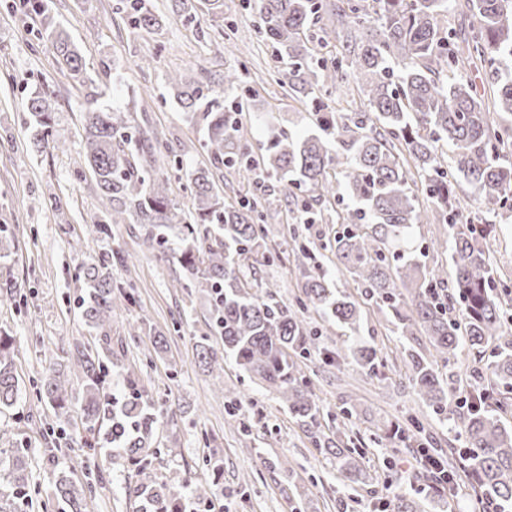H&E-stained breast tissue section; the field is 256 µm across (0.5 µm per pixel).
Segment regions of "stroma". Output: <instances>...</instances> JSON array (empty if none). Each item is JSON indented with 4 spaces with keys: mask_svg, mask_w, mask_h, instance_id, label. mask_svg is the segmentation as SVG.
<instances>
[{
    "mask_svg": "<svg viewBox=\"0 0 512 512\" xmlns=\"http://www.w3.org/2000/svg\"><path fill=\"white\" fill-rule=\"evenodd\" d=\"M150 2L163 16L162 27L151 32L128 26L120 0H49L48 16L68 30L88 73L109 72L105 105L124 109L132 125L184 155L188 165L204 166L209 159L203 133L187 121L167 78L185 72L220 91L225 70L235 69L255 92L244 100L241 119L256 153L268 145L264 118H274L294 135L309 129L306 106L276 83L270 51L258 34V14L244 0H224V17L217 21L197 6L192 22L171 13L169 0ZM44 19L18 0H0V236L11 243L10 255L0 258V281H17L22 294L19 303L0 306V330L16 338L15 366L24 381L18 407L0 414V447L23 448L29 455L33 506L28 512H61L52 475L56 468L72 471L89 486L95 512L137 510L124 492L128 466L92 458L79 402H72L60 419L32 387L50 359L63 358L78 345L97 346L96 331L77 313L78 275L83 265L111 249L126 257L112 275L136 299L112 316L108 333L127 353L111 373L134 368L155 400L181 405L174 422L157 435L162 452L150 465L156 481L187 480L209 488L213 512H380L399 493L426 499L427 512H483L464 482L450 499H432L414 449L396 454L391 445L372 443L375 424L414 410L437 447L448 451L460 445L455 433L417 401L405 369L382 367L369 376L347 364L316 362L305 368L325 412L338 414L348 395L359 399L360 414L351 428L360 440L358 462L365 478L351 486L335 479L334 461L313 447L275 395L232 361L224 363L223 386L214 385L192 341L206 329L205 300L195 290L177 287L173 254L149 249L139 224L111 225L103 238L93 231L103 207L84 164L81 117L90 89L69 76L41 39ZM42 84L58 92L53 100L58 146L38 150L30 143L33 118L26 99ZM57 200L62 203L58 209L53 206ZM272 200L265 218L267 255L254 264V289L261 293L273 287L278 300L292 305L301 295V275L292 239L284 232L316 240L329 235L331 227L299 224L297 201L285 191H276ZM152 327L169 339V350L160 358L148 354ZM228 389L242 397L250 439L240 437L226 411ZM171 448L180 450V457L168 456ZM214 457L223 467L218 475L205 465Z\"/></svg>",
    "mask_w": 512,
    "mask_h": 512,
    "instance_id": "35a3bbf8",
    "label": "stroma"
}]
</instances>
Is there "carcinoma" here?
<instances>
[{
	"label": "carcinoma",
	"mask_w": 512,
	"mask_h": 512,
	"mask_svg": "<svg viewBox=\"0 0 512 512\" xmlns=\"http://www.w3.org/2000/svg\"><path fill=\"white\" fill-rule=\"evenodd\" d=\"M455 0H256L259 34L272 47L276 71L288 75L295 97L318 105L317 93L331 85L352 87L359 100L350 113L316 112L317 131L292 137L275 129L267 153L250 155L248 129L214 106L210 93L185 76L170 78L189 121L205 132L210 165L189 167L185 177L192 207L184 209L170 197L168 181L150 174L156 160L170 157L169 148L132 126L119 109L100 108L97 101L82 112L85 163L102 194L107 221L95 225L102 236L109 223H125L132 212L145 225V242L163 251L176 243L180 267L177 284L196 288L208 305V333L195 344L198 362L224 384V361L232 360L248 377L276 394L288 415L305 429L312 444L332 457L336 478L358 483L362 469L352 456L354 440L340 429L325 430L323 408L303 361L317 358L326 365L352 362L365 373L381 363L377 348L362 334L363 308L372 305L391 318L398 335L426 337L425 356L412 346L401 350L409 383L417 398L464 439L454 461L439 469L472 479L486 506L512 512V427L503 421L505 394L512 393V291L501 281L492 261L489 233L464 216L462 194L473 189L478 208L494 217L512 212V0H466L472 17L460 37L448 27ZM128 23L135 30L162 24L145 0H127ZM313 26L327 33L347 31L341 49L324 58L310 46ZM46 40L80 84L90 81L70 34L48 27ZM486 67L492 95L478 92L468 71ZM54 92L43 85L27 100L34 121L31 142L36 149L52 136ZM450 161H445V150ZM344 159L338 174L336 160ZM238 166L249 174H273L284 188L303 193L306 223L328 221L324 210L336 196V176L353 205L336 214L337 228L328 242L315 246L297 242L294 252L302 276L303 297L285 306L271 291L258 294L244 268L265 247L263 210L269 200L256 197L239 206L224 202L216 177L224 167ZM429 199L448 225V235L432 242V250H450L452 271L429 267L406 254L412 228L424 223L419 196ZM335 258L336 273L361 288L356 298L336 287L319 261L321 251ZM120 251L102 255L82 269L83 294L77 308L84 323L103 333L95 349L75 348L70 354L83 386L81 409L89 447L144 473L158 428L176 412L156 406L150 391L129 369L109 392L106 376L117 352L106 327L117 302L131 305L134 295L112 278V264H123ZM314 311L345 336L341 346H328L323 331L308 321ZM218 336L222 349L211 344ZM15 338L0 334V410L14 407L21 396L14 367ZM467 347L480 354L494 347L486 370L489 383L470 384L466 397L450 396L442 369ZM65 361L50 364L40 393L57 417L68 413ZM431 454L432 438L417 416L376 425L373 443L383 440ZM28 462L22 448H0V512H26ZM55 489L63 512H91L87 488L60 471ZM138 512H185L195 499L207 497L203 487L187 482L167 484L140 479L125 484ZM391 512H424V503L398 496Z\"/></svg>",
	"instance_id": "1"
}]
</instances>
